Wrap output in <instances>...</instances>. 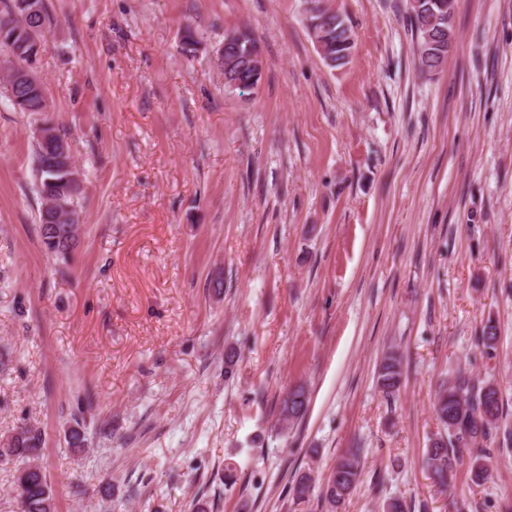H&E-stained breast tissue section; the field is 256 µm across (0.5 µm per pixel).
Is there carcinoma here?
I'll list each match as a JSON object with an SVG mask.
<instances>
[{"label": "carcinoma", "instance_id": "obj_1", "mask_svg": "<svg viewBox=\"0 0 512 512\" xmlns=\"http://www.w3.org/2000/svg\"><path fill=\"white\" fill-rule=\"evenodd\" d=\"M0 21L7 18L12 28L0 32V48L13 52L14 45L35 27L34 19L15 12L16 0H3ZM404 14L408 24L414 50L415 66L422 73L437 74L442 71L448 59V36L456 33V0H417L413 5L405 0ZM309 29L317 44L319 53L327 66L333 69L344 67L355 48L352 29L336 11L322 5L311 10ZM232 37L235 51L224 55L225 88L249 90L255 88L262 78L263 68L257 66L261 56L258 43L251 32L236 30L224 33ZM7 92L26 102L29 108L20 111H41L45 88L21 85L7 78ZM66 139L56 133L46 141H36L37 192L42 199L38 212L41 241L46 250L62 259L74 251V242L64 224H51L47 219L49 201L62 197L72 207H77L84 193V184L77 183L69 176L71 172L57 167L55 162L56 142ZM498 340L496 326L488 321L483 325L477 343L484 349H493ZM377 384L384 396L391 398L399 391L401 367L394 355L387 357L379 366ZM308 409L306 391L299 387L288 391L280 400L278 422L282 429L304 417ZM433 412L445 429V434L434 439L426 451L425 464L432 482L443 491L455 488L459 468L468 464V474L473 485H482L489 477L490 449L487 442L496 438L502 445H512V431L500 427L503 408L500 394L495 385L475 382L467 372L454 373L448 389L441 391L433 402ZM66 440L71 448L85 446L84 420L74 417ZM43 445L38 430L21 427L8 436L0 445V457H17L31 460ZM472 448L469 460H464L461 449ZM362 474V461L355 452L339 456L329 470L319 494L321 507L327 512L336 509L346 501L356 488ZM316 487L312 472H304L290 488L292 500L299 505L310 500ZM12 491L21 502L22 512H54L51 482L47 474L31 463L17 471Z\"/></svg>", "mask_w": 512, "mask_h": 512}]
</instances>
